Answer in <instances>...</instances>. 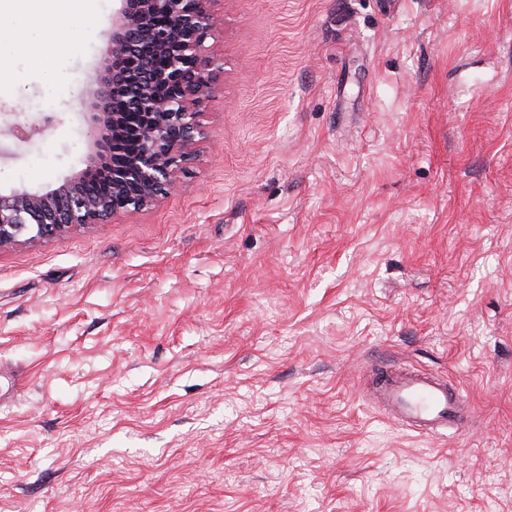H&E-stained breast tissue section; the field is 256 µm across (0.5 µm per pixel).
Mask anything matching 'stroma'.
I'll return each mask as SVG.
<instances>
[{
  "label": "stroma",
  "instance_id": "35a3bbf8",
  "mask_svg": "<svg viewBox=\"0 0 512 512\" xmlns=\"http://www.w3.org/2000/svg\"><path fill=\"white\" fill-rule=\"evenodd\" d=\"M113 0H0V191L85 168ZM198 160L0 252V512H512V0H222ZM449 378L463 434L369 398ZM14 1L22 15L32 17L47 16L53 10L54 5L61 11L63 5H71L77 0H10ZM371 388L384 415L422 436L456 434L469 420L460 391L427 373L382 366L373 373Z\"/></svg>",
  "mask_w": 512,
  "mask_h": 512
}]
</instances>
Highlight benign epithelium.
<instances>
[{
	"instance_id": "benign-epithelium-1",
	"label": "benign epithelium",
	"mask_w": 512,
	"mask_h": 512,
	"mask_svg": "<svg viewBox=\"0 0 512 512\" xmlns=\"http://www.w3.org/2000/svg\"><path fill=\"white\" fill-rule=\"evenodd\" d=\"M105 55L110 71L91 96L100 156L54 188L0 192V250L24 246L149 209L177 185L196 158L205 134V104L219 73L205 42L215 27L220 0H117ZM0 114V128L22 140L28 132ZM107 196L92 190L101 179Z\"/></svg>"
}]
</instances>
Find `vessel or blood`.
I'll return each mask as SVG.
<instances>
[{
  "mask_svg": "<svg viewBox=\"0 0 512 512\" xmlns=\"http://www.w3.org/2000/svg\"><path fill=\"white\" fill-rule=\"evenodd\" d=\"M372 394L384 415L426 437L458 433L469 419L456 387L419 371L378 368Z\"/></svg>",
  "mask_w": 512,
  "mask_h": 512,
  "instance_id": "1",
  "label": "vessel or blood"
}]
</instances>
